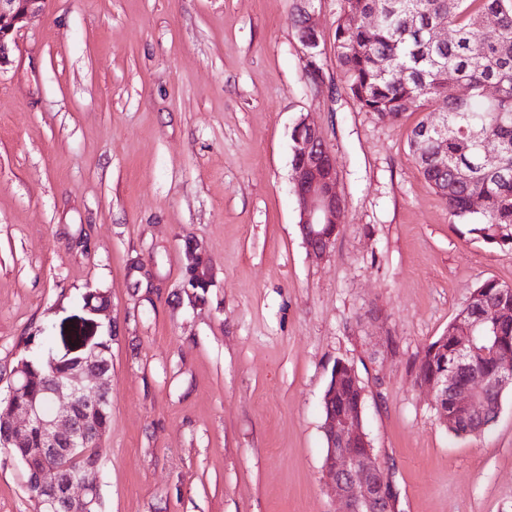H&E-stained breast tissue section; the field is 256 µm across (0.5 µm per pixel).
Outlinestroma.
Instances as JSON below:
<instances>
[{"label":"stroma","instance_id":"1","mask_svg":"<svg viewBox=\"0 0 512 512\" xmlns=\"http://www.w3.org/2000/svg\"><path fill=\"white\" fill-rule=\"evenodd\" d=\"M48 0L0 67V397L24 359L111 338L103 512H340L324 477L336 362L396 512H512V388L449 432L411 363L512 253L451 223L409 138L345 90L341 0ZM320 126L344 221L322 259L296 225L291 134ZM200 287H192V280ZM97 291L105 303L86 310ZM0 512H33L0 449ZM298 38L302 45L308 50V68L307 72L312 74L317 71L319 64L317 62L316 49L320 44V26L315 18V13L309 9L299 12Z\"/></svg>","mask_w":512,"mask_h":512}]
</instances>
